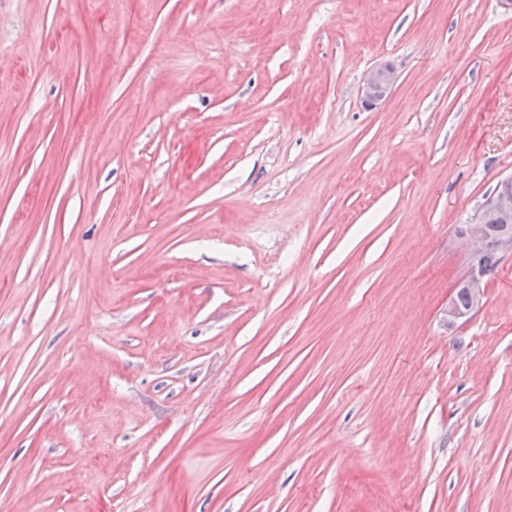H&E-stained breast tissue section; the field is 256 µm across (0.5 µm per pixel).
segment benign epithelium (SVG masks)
I'll return each instance as SVG.
<instances>
[{
    "label": "benign epithelium",
    "instance_id": "1",
    "mask_svg": "<svg viewBox=\"0 0 512 512\" xmlns=\"http://www.w3.org/2000/svg\"><path fill=\"white\" fill-rule=\"evenodd\" d=\"M394 83L393 71L384 68L372 71L363 86L362 92L366 104L373 105L382 100ZM494 212L508 220L504 230L490 237L484 224L485 215ZM460 236L466 241L467 251L471 255L490 252L497 257L512 255V175L501 178L493 191L485 198L472 220L460 230ZM486 274L474 269L470 276L455 285V289L466 292L468 303L462 306L453 295L448 299V324L470 316L483 306Z\"/></svg>",
    "mask_w": 512,
    "mask_h": 512
}]
</instances>
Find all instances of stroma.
Segmentation results:
<instances>
[{
  "mask_svg": "<svg viewBox=\"0 0 512 512\" xmlns=\"http://www.w3.org/2000/svg\"><path fill=\"white\" fill-rule=\"evenodd\" d=\"M509 175L498 0H0V512H512ZM394 83V74L391 69H377L372 71L363 86V97L367 105H373L382 100L390 91ZM494 212L512 222V175L501 178L493 191L485 198L479 210L460 230V236L466 241L469 255L485 252L496 257L512 255V225L504 224V230L497 236L490 237L484 224L485 215ZM487 274L475 268L470 276L455 285L453 295L448 299V309L446 315L448 316L449 324H455L458 320L470 316L472 313L478 311L483 306L484 290L482 287L485 282ZM463 289L468 297L466 306H461L457 301V291Z\"/></svg>",
  "mask_w": 512,
  "mask_h": 512,
  "instance_id": "1",
  "label": "stroma"
}]
</instances>
